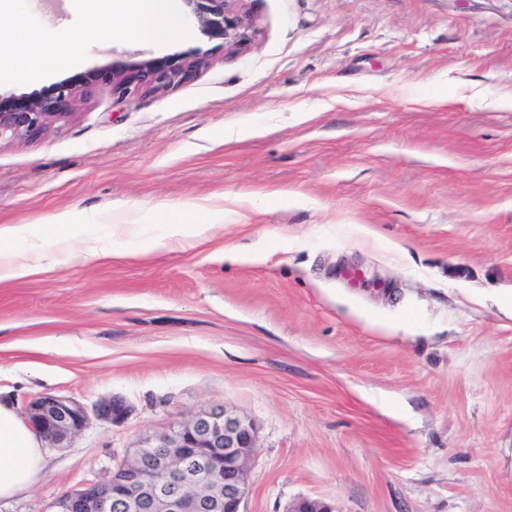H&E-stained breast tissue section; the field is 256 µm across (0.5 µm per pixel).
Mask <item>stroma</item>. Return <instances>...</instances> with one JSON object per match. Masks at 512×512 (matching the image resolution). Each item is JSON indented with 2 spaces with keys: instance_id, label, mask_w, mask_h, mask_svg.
<instances>
[{
  "instance_id": "1",
  "label": "stroma",
  "mask_w": 512,
  "mask_h": 512,
  "mask_svg": "<svg viewBox=\"0 0 512 512\" xmlns=\"http://www.w3.org/2000/svg\"><path fill=\"white\" fill-rule=\"evenodd\" d=\"M31 3L42 32L80 19L78 0ZM236 7L247 49L0 143V225L73 211L119 252L0 282V402L127 408L44 448L0 512H45L219 405L256 426L245 512H512V0ZM209 47L191 26L164 46L92 34L72 72ZM189 198L224 210L207 249L144 259L107 229L122 208L160 233L151 207ZM237 244L267 255L225 260Z\"/></svg>"
}]
</instances>
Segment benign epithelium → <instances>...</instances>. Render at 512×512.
I'll use <instances>...</instances> for the list:
<instances>
[{
    "mask_svg": "<svg viewBox=\"0 0 512 512\" xmlns=\"http://www.w3.org/2000/svg\"><path fill=\"white\" fill-rule=\"evenodd\" d=\"M182 2L194 28L217 45L147 60L121 57L40 91L0 97V141L38 138L102 87L119 98L167 91L192 78L214 54L251 43L252 23L235 10L236 0ZM124 411L118 399L96 407L99 416L113 421ZM26 421L50 447L66 448L86 427L89 414L72 399L44 393L29 402ZM258 454L252 422L211 407L147 437L112 466L107 480L80 484L53 500L46 512H242ZM285 512H335V507L303 498Z\"/></svg>",
    "mask_w": 512,
    "mask_h": 512,
    "instance_id": "7a95c632",
    "label": "benign epithelium"
}]
</instances>
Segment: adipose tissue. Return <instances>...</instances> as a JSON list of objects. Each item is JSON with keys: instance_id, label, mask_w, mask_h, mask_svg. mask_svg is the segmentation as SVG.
Wrapping results in <instances>:
<instances>
[{"instance_id": "1", "label": "adipose tissue", "mask_w": 512, "mask_h": 512, "mask_svg": "<svg viewBox=\"0 0 512 512\" xmlns=\"http://www.w3.org/2000/svg\"><path fill=\"white\" fill-rule=\"evenodd\" d=\"M8 26L0 31V82L37 81L71 69L85 35L92 31L127 40L147 39L169 45L181 41L185 28L171 0H84L78 26L50 37L35 32L28 0H0V16ZM160 234L146 235L143 225L121 224L127 242L150 255L180 244L201 248L212 242L218 224L216 208L187 200L162 208ZM110 246L90 242L77 216L64 212L51 224L0 225V281L23 280L81 257L105 262L114 257ZM43 468L36 432L7 405L0 404V500L28 489Z\"/></svg>"}]
</instances>
